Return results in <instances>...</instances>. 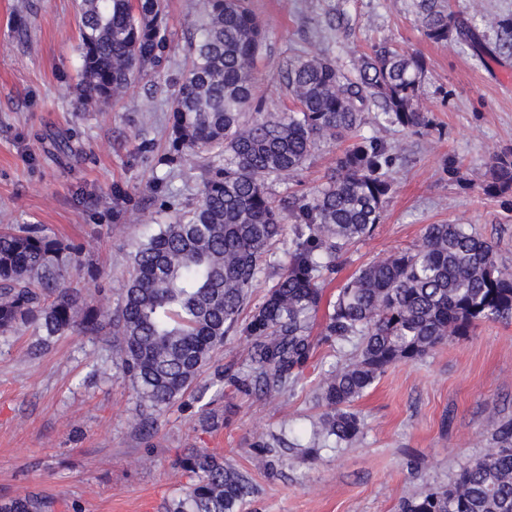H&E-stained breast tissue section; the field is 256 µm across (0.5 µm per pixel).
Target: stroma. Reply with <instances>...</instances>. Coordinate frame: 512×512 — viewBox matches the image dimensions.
<instances>
[{"label":"stroma","mask_w":512,"mask_h":512,"mask_svg":"<svg viewBox=\"0 0 512 512\" xmlns=\"http://www.w3.org/2000/svg\"><path fill=\"white\" fill-rule=\"evenodd\" d=\"M252 4L269 23L257 61L266 111L291 109L280 74L297 51L347 62L388 41L427 63L419 102L433 128L411 133L377 119L364 128L391 149L394 191L374 234L351 245L327 279L325 300L360 266L415 247L427 224L470 225L512 270V192L482 190L490 158L512 152V55L493 60L464 42L429 40L412 0ZM452 5L487 43L495 40L487 18L512 15V0ZM337 11L347 27L331 26ZM197 20L195 0H168L169 62L99 110L76 101L80 0H0V224H38L84 246L104 273L80 281L87 303L118 302L137 246L198 199L195 173L162 162ZM338 151L321 147L296 176L272 182L274 199L314 189ZM164 196L176 208L160 209ZM33 340L29 329L0 337V502L37 493L53 512H166L184 448L223 455L250 478L254 492L239 512H399L403 497L448 485L488 450L495 420L512 417V322L481 323L472 336L388 369L354 404L359 436L312 457L303 449L322 412L316 394L344 359L339 349L320 348L271 403L204 374L202 398L186 393L145 430L130 382L112 368L111 337L56 336L34 354ZM204 408L217 425L200 422ZM259 434L288 441L264 469L254 465Z\"/></svg>","instance_id":"35a3bbf8"}]
</instances>
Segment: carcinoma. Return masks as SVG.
I'll list each match as a JSON object with an SVG mask.
<instances>
[{"label": "carcinoma", "mask_w": 512, "mask_h": 512, "mask_svg": "<svg viewBox=\"0 0 512 512\" xmlns=\"http://www.w3.org/2000/svg\"><path fill=\"white\" fill-rule=\"evenodd\" d=\"M426 36L464 39L494 57L512 51V15L496 17L490 46L462 30L447 0H413ZM187 37L189 63L170 103L166 164L199 171V202L159 226L131 258L114 310L89 305L72 286L83 249L32 225L0 224V335L34 327L53 336L112 337V368L127 378L139 407L159 415L181 399L224 343L250 341L247 370L214 366L242 391L275 397L294 385L321 345L353 348L322 381L324 406L313 440L350 443L362 429L353 404L396 363H413L448 337L464 338L486 320H512V272L494 245L464 224H427L422 245L361 266L328 306L312 336L327 276L349 246L373 235L393 193L385 143L361 133L367 115L417 132L431 126L419 107L426 62L387 42L347 67L321 52L291 56L282 84L295 103L265 112L256 63L267 23L250 0H197ZM79 101L105 105L168 58L164 0H82ZM348 145L312 192L276 204L269 183L304 169L319 147ZM214 155L208 163L203 154ZM489 196L512 191V154L493 158ZM288 241V258L273 249ZM274 284L243 316L266 270ZM175 469L190 477L169 512H238L249 479L224 458L186 448ZM38 494L0 512H51ZM400 512H512V419L492 446L446 487L412 494Z\"/></svg>", "instance_id": "1"}]
</instances>
